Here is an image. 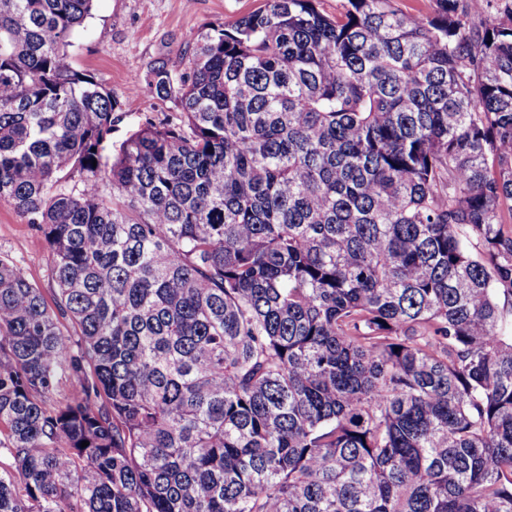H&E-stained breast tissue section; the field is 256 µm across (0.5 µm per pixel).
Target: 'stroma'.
<instances>
[{"label": "stroma", "mask_w": 512, "mask_h": 512, "mask_svg": "<svg viewBox=\"0 0 512 512\" xmlns=\"http://www.w3.org/2000/svg\"><path fill=\"white\" fill-rule=\"evenodd\" d=\"M262 0H95L92 18L69 49L79 70L89 71L121 104L113 133L120 143L146 115L174 113L142 79L161 58L175 59L191 49L201 29L232 24L259 8ZM0 257L12 261L41 289L46 301L55 298L53 256L43 236L12 207L0 203Z\"/></svg>", "instance_id": "stroma-1"}]
</instances>
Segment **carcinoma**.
Wrapping results in <instances>:
<instances>
[{"label":"carcinoma","instance_id":"obj_1","mask_svg":"<svg viewBox=\"0 0 512 512\" xmlns=\"http://www.w3.org/2000/svg\"><path fill=\"white\" fill-rule=\"evenodd\" d=\"M436 2L264 0L114 149L93 0H0V512H512V0ZM0 257L12 261L27 279L41 289L48 305L54 307L53 256L43 236L16 213L0 203Z\"/></svg>","mask_w":512,"mask_h":512}]
</instances>
